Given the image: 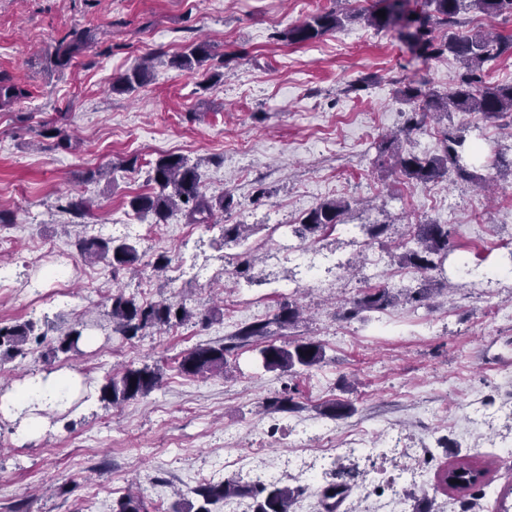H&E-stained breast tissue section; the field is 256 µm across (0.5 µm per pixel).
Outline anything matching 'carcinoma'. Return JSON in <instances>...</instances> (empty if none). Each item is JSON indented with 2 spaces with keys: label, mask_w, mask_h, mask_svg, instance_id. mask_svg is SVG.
Returning a JSON list of instances; mask_svg holds the SVG:
<instances>
[{
  "label": "carcinoma",
  "mask_w": 512,
  "mask_h": 512,
  "mask_svg": "<svg viewBox=\"0 0 512 512\" xmlns=\"http://www.w3.org/2000/svg\"><path fill=\"white\" fill-rule=\"evenodd\" d=\"M475 9L491 17H512V0H372L369 7L359 15L368 25L386 29L406 19L410 31L405 38L412 41L420 57L425 60L451 55L462 65L456 84L447 93L440 95L425 92L421 87L408 82L402 90L406 102L414 105L407 113L404 131L412 132L424 124L429 112H449L451 110L474 112L485 120L512 118V82L492 83L484 69L485 63L512 53V37H503L489 32L478 31L471 35H434L440 27L448 28L456 23L458 15L466 8ZM384 11L385 17L377 15ZM343 27V20L334 10L312 15L302 24L288 29L282 34L283 40L291 44L313 42L328 32ZM91 39L88 29H72L59 42L57 47L58 64L64 66L71 61L76 47ZM209 46L198 43L174 57L171 64L186 70L204 68L211 60ZM151 77L148 64L137 63L115 77L112 90L129 93L146 84ZM28 93L15 86L0 83V104L7 105L21 100ZM440 153L430 157L414 154H392L397 171L409 180L419 183L431 182L448 172L456 178L469 181L473 178L470 167L461 163L466 149V135L461 129H442L439 132ZM149 181L154 183L153 192L132 197L128 206L141 217H152L153 223L165 224L179 215L194 224H209L217 209L228 211L233 207V198L221 195L215 199L201 191L199 165L190 164L181 155L168 154L159 157L151 166ZM349 209L344 200H328L311 209L299 223L292 225V233L306 240L327 228L341 223V216ZM248 224H226L223 228L224 243L238 242L247 238ZM451 231L446 224H416L410 242L400 246L401 252L393 258L402 265L409 266L423 275L437 270L442 259L448 255ZM75 245L80 256L91 263H102L116 271L132 268L139 260L136 247L127 239L77 238ZM396 300V296L386 288H379L352 301L348 315L356 316L364 311H384ZM110 317L113 329L121 335L133 338L148 328L170 327L182 324L193 313L181 302L162 300L151 304H141L135 297L118 290L110 298ZM300 316L298 306L289 301L281 304L272 322L281 325L291 324ZM84 325L78 323L52 348V352L69 353L77 350L83 336ZM48 330L37 322L27 320L22 323H0V357H24L30 353V345L42 344ZM222 345L199 344L186 352L179 362L182 373L209 378L224 374L227 360ZM261 365L266 370L311 369L324 359L323 346L316 341H304L287 348L273 343L258 350ZM160 379L159 369L147 364L138 367L128 364L113 372L101 387V400L118 405L140 396L147 395ZM460 470L463 476H472L484 481L487 470L470 461H459L440 472L439 481H445L448 474ZM202 503H178L174 509L187 512H212L210 506L229 497L249 496L254 500L253 512H290L295 498V490L280 482L268 484H241L232 478L218 483H206L195 490ZM113 512H146L143 499L136 494L121 498Z\"/></svg>",
  "instance_id": "1"
}]
</instances>
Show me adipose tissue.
<instances>
[{"label":"adipose tissue","instance_id":"obj_1","mask_svg":"<svg viewBox=\"0 0 512 512\" xmlns=\"http://www.w3.org/2000/svg\"><path fill=\"white\" fill-rule=\"evenodd\" d=\"M76 386L75 379L67 374H56L42 379L30 378L19 384L7 394L4 404L16 411L24 412L21 424L23 434L32 435L38 432L43 419L41 410L51 408L64 410L68 407Z\"/></svg>","mask_w":512,"mask_h":512}]
</instances>
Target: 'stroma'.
<instances>
[{"instance_id": "stroma-1", "label": "stroma", "mask_w": 512, "mask_h": 512, "mask_svg": "<svg viewBox=\"0 0 512 512\" xmlns=\"http://www.w3.org/2000/svg\"><path fill=\"white\" fill-rule=\"evenodd\" d=\"M365 0H0V78L26 89L27 99L0 107V212L11 217L0 237L15 240L0 252L7 268L0 288V321L52 326L47 343L26 358L0 359V388L33 376L79 372L83 386L66 411H43L41 432L24 436L15 418L0 416V512H112L120 498L141 495L151 512H172L194 500L204 474L227 455L264 449L282 484L298 494L291 512H323L322 491L334 482H361L377 469L417 466L419 478L394 487L400 497L424 495L430 512H451L456 493L438 485L440 469L462 458L492 460L490 494L469 497L493 512L512 490V460L488 449L491 432L512 434V418L492 428L471 425L475 402L499 405L512 395V173L491 162L512 157V139L472 112H453L449 125L482 145L486 161L472 181L446 174L422 184L405 180L392 161L376 159L375 144L399 133L410 106L406 82L446 93L461 69L447 56L415 59L394 30L368 27L357 15ZM351 14L343 28L309 44L279 35L318 10ZM74 28L96 38L65 67L59 41ZM200 42L214 57L206 72L172 67L171 57ZM152 77L128 94L112 80L142 58ZM66 113L71 146L57 148L46 123ZM165 154L199 162L202 190L231 194L230 212L215 224L177 217L162 225L140 219L130 234L140 260L117 274L83 260L76 237L108 238V225L127 223L129 199L152 192L151 163ZM134 169H126L128 160ZM262 205H253L257 190ZM69 195L91 201L76 235L59 210ZM344 199L352 235L328 230L306 240V258L277 252L289 225L320 203ZM448 225L453 251L432 274L435 298L413 308L400 302L383 312L343 319L345 305L373 288H416L421 276L393 262L410 225ZM248 224L241 243H224L220 227ZM386 225L382 242L362 227ZM61 250L70 268L71 297L50 299L48 254ZM183 274H154L158 253ZM250 255L249 277L235 275ZM387 267L366 279L369 263ZM316 264L317 277L308 266ZM117 289L140 302L186 304L195 317L169 330L128 338L106 315ZM302 309L295 323L272 318L280 304ZM92 325L79 352L51 355L49 346L75 323ZM258 322L267 337L237 338ZM323 344L325 361L300 375L267 371L256 362L266 342ZM202 343L228 346L224 375L200 378L178 369L182 355ZM135 362L161 368L146 396L115 406L99 388L114 368ZM293 387L295 407L272 401ZM351 410L332 420L326 406ZM336 428L341 442L363 434L371 448L391 445L385 461L359 452L325 456L302 430Z\"/></svg>"}]
</instances>
